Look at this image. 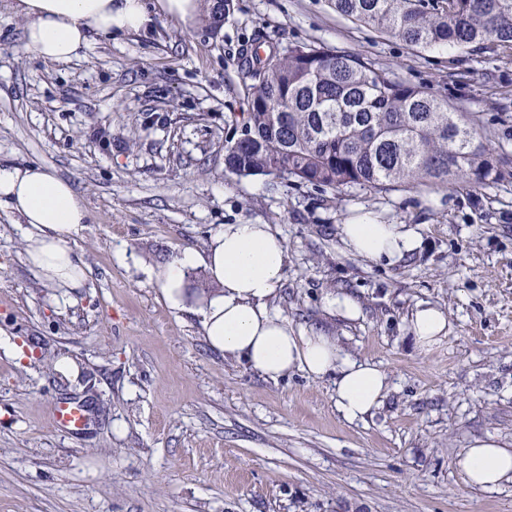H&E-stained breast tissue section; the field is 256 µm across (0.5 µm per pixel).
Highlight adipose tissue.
<instances>
[{
  "label": "adipose tissue",
  "instance_id": "adipose-tissue-1",
  "mask_svg": "<svg viewBox=\"0 0 512 512\" xmlns=\"http://www.w3.org/2000/svg\"><path fill=\"white\" fill-rule=\"evenodd\" d=\"M25 18L24 45L42 59L67 62L79 57L96 35H120L151 23L165 12L182 21L201 15L199 0H15ZM0 211L23 225L25 262L45 287H84L89 268L72 246L89 213L70 181L37 163L0 161ZM352 254L372 263H391L421 246L419 233L404 224H380L367 215L340 227ZM287 248L267 224H226L210 237L204 252L186 250L160 274V287L173 305L189 294L187 276L202 268L210 284L198 296L203 334L225 357L244 362L259 375L277 380L301 370L335 379L336 409L348 421L372 415L388 391V376L366 360L350 356L339 337L298 329L267 305L282 288ZM408 333L416 350L430 352L448 333V313L417 304ZM468 485L484 490L512 482V444L498 437L474 440L458 461Z\"/></svg>",
  "mask_w": 512,
  "mask_h": 512
}]
</instances>
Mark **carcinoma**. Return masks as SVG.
I'll return each mask as SVG.
<instances>
[{
	"label": "carcinoma",
	"instance_id": "cac0c4a2",
	"mask_svg": "<svg viewBox=\"0 0 512 512\" xmlns=\"http://www.w3.org/2000/svg\"><path fill=\"white\" fill-rule=\"evenodd\" d=\"M208 4L216 34L234 10ZM356 22L419 49L473 50L491 41L512 49V0H328ZM246 138L225 145L224 166L239 176L336 190L417 182L474 187L499 177L503 161L477 137L448 97L394 75L368 57L316 43L245 59Z\"/></svg>",
	"mask_w": 512,
	"mask_h": 512
}]
</instances>
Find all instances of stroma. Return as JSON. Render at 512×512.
<instances>
[{"label":"stroma","mask_w":512,"mask_h":512,"mask_svg":"<svg viewBox=\"0 0 512 512\" xmlns=\"http://www.w3.org/2000/svg\"><path fill=\"white\" fill-rule=\"evenodd\" d=\"M12 4L0 0V159L72 182L90 213L73 246L91 274L71 303L43 287L0 212V512H512L511 482L475 489L457 465L474 439L512 441V163L476 188L390 191L224 168L254 36L265 51L369 56L471 113L511 159L512 50L414 49L328 0H235L217 35L159 13L56 63L25 49ZM365 212L415 228L421 247L394 264L353 255L339 226ZM244 222L287 246L269 309L387 373L366 420L337 411L333 378L270 380L225 359L199 315L163 296L175 255ZM330 292L356 297L360 317L328 315ZM421 302L449 322L426 354L407 332ZM60 401L86 405L83 430L54 426Z\"/></svg>","instance_id":"stroma-1"}]
</instances>
